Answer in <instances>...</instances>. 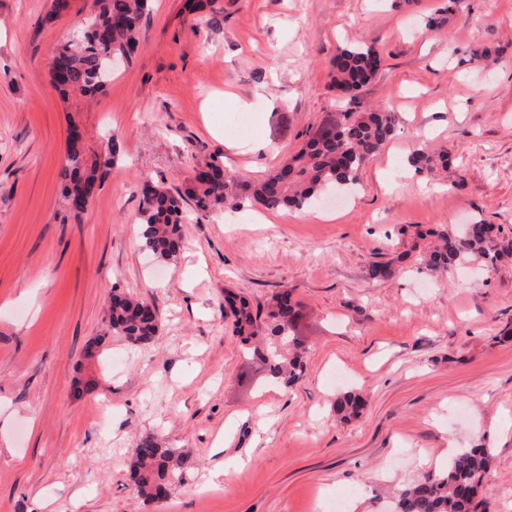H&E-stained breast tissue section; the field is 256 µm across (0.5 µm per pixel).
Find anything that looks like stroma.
Masks as SVG:
<instances>
[{
	"instance_id": "1",
	"label": "stroma",
	"mask_w": 512,
	"mask_h": 512,
	"mask_svg": "<svg viewBox=\"0 0 512 512\" xmlns=\"http://www.w3.org/2000/svg\"><path fill=\"white\" fill-rule=\"evenodd\" d=\"M91 4L0 0V512H394L391 491L480 444L483 512H512V258L435 279L404 256L438 224L512 232V0H460L439 25L445 0H151L132 61L65 103L50 57ZM355 43L383 61L352 102L330 61ZM369 107L394 136L342 208L190 220L159 274L134 223L144 177L181 189L215 163L259 180L327 113ZM74 126L122 154L77 220L59 176ZM420 148L448 151L447 173L416 174ZM284 288L306 345L289 387L248 363L221 308L228 289L262 307ZM116 289L157 307L150 346L110 334ZM354 388L365 409L337 419ZM152 432L195 465L146 503L127 454Z\"/></svg>"
}]
</instances>
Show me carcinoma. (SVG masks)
<instances>
[{
  "mask_svg": "<svg viewBox=\"0 0 512 512\" xmlns=\"http://www.w3.org/2000/svg\"><path fill=\"white\" fill-rule=\"evenodd\" d=\"M150 0H93L83 26L73 38L58 45L51 55L49 74L62 99L79 95L94 97L112 78L111 59L131 60L140 43L141 23ZM381 54L365 44H351L331 60L334 85L353 98L381 67ZM392 114L377 109L330 114L307 131L300 148L280 167L255 182L242 180L208 164L198 171L184 192L172 193L152 179L141 185L136 224L143 249L164 264H174L182 247V224L188 218L184 204L211 212L258 203L267 210L310 209L329 188L349 191L356 186L359 171L390 140ZM120 146L111 138L100 148L99 160L87 162L81 137L71 135L66 145V163L60 172L61 193L69 216L79 219L91 205L93 188L118 166ZM417 174L435 176L448 169L446 152L415 151L407 160ZM411 250L417 270L446 275L461 262L494 263L512 256V236L493 224L474 222L459 231L446 224L418 234ZM223 311L232 317L233 332L249 345L250 354L268 377L291 383L303 370L305 348L293 330L298 318L291 292L271 295L265 314L253 311L249 300L224 292ZM108 327L138 346L151 344L159 330L157 312L148 302L129 293L114 292L107 310ZM366 398L349 391L338 398L336 414L346 418L359 414ZM492 461L489 449L475 446L456 453L437 478L400 490L396 512H477V489ZM192 455L175 450L153 434L139 437L130 449L128 468L135 494L146 502L167 498L193 468Z\"/></svg>",
  "mask_w": 512,
  "mask_h": 512,
  "instance_id": "carcinoma-1",
  "label": "carcinoma"
}]
</instances>
